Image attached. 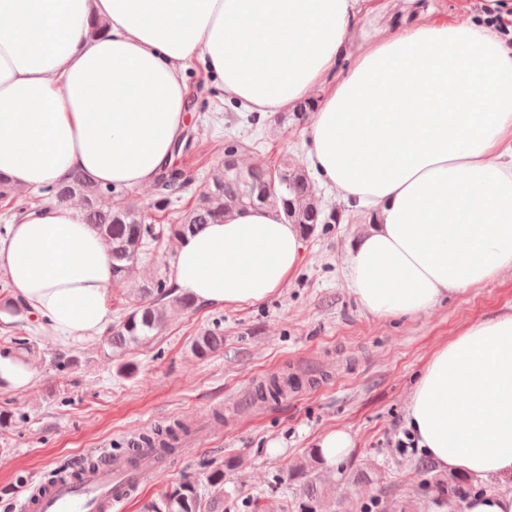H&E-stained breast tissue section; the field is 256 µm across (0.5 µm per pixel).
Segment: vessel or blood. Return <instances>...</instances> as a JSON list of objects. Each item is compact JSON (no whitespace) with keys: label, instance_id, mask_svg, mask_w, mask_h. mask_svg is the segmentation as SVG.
Returning <instances> with one entry per match:
<instances>
[{"label":"vessel or blood","instance_id":"b4317fda","mask_svg":"<svg viewBox=\"0 0 512 512\" xmlns=\"http://www.w3.org/2000/svg\"><path fill=\"white\" fill-rule=\"evenodd\" d=\"M144 448L129 451L122 463L102 456L95 467L78 470L76 478L46 485L38 499L21 498L20 512H119L128 490L144 477L139 464Z\"/></svg>","mask_w":512,"mask_h":512}]
</instances>
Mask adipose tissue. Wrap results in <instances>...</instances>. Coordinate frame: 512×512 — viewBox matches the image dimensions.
I'll return each instance as SVG.
<instances>
[{"mask_svg": "<svg viewBox=\"0 0 512 512\" xmlns=\"http://www.w3.org/2000/svg\"><path fill=\"white\" fill-rule=\"evenodd\" d=\"M366 2L0 0V173L22 191L74 172L152 184L184 133L197 60L255 112L315 93L311 166L347 204L375 209L349 256L352 290L379 317L425 313L512 270V41L438 17L352 56ZM302 247L282 213L248 208L182 238L173 280L205 305L259 303ZM0 271L55 335L112 323V261L78 206H27L0 236ZM405 426L437 468L512 476V313L431 354Z\"/></svg>", "mask_w": 512, "mask_h": 512, "instance_id": "1", "label": "adipose tissue"}]
</instances>
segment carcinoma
<instances>
[{
  "label": "carcinoma",
  "instance_id": "obj_1",
  "mask_svg": "<svg viewBox=\"0 0 512 512\" xmlns=\"http://www.w3.org/2000/svg\"><path fill=\"white\" fill-rule=\"evenodd\" d=\"M316 97L297 104L291 112L276 116L278 123L291 121L301 124L315 112ZM240 148H224V159L217 163L200 190L196 202L189 209L174 210L176 188L183 177L181 169L172 163L165 164L154 181L156 190L153 208L157 213L155 224L145 222L143 210L127 198V189L101 186L87 180L82 174L73 175L69 181L45 192L54 203L64 204L79 193L86 202L88 223L100 232L112 256V283L120 284L147 254L161 249L170 238H181L202 224H218L234 210L265 205L282 212L288 222L299 226L301 233L314 232L319 224H334L336 217L326 211L317 196L311 177L303 170L291 168L288 162L256 164L246 169L238 165ZM101 196L113 198L106 210L97 207ZM0 199L17 214L25 204L14 194L8 176L0 173ZM176 288L167 275L146 281L139 292L127 301L124 312L102 339V347L118 357L125 356L131 344L150 343L165 326L169 310L179 307L189 310L195 300L187 295H175ZM0 311L11 316H22L27 308L10 294L8 288L0 289ZM8 346L3 353L20 359L25 353L34 352L35 344L29 336H8ZM224 346L223 331L219 326L205 330L196 340L194 351L207 356ZM284 385L272 378L255 390L260 399H276L283 395ZM191 431L189 425L175 422L156 426L141 435V442L148 448L170 451ZM323 494L313 483L302 489L298 512H322ZM215 506L205 503L194 477H186L177 487L159 500L143 505V512H214Z\"/></svg>",
  "mask_w": 512,
  "mask_h": 512
}]
</instances>
